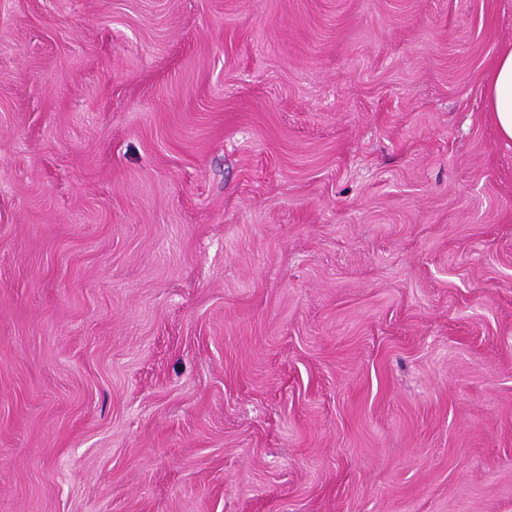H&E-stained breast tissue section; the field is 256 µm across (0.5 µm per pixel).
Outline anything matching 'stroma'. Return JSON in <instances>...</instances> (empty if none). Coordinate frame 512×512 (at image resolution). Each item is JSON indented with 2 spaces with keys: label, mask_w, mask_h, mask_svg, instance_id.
<instances>
[{
  "label": "stroma",
  "mask_w": 512,
  "mask_h": 512,
  "mask_svg": "<svg viewBox=\"0 0 512 512\" xmlns=\"http://www.w3.org/2000/svg\"><path fill=\"white\" fill-rule=\"evenodd\" d=\"M512 0H0V512H512ZM488 109L502 139L512 140V46L503 47L488 78Z\"/></svg>",
  "instance_id": "1"
}]
</instances>
